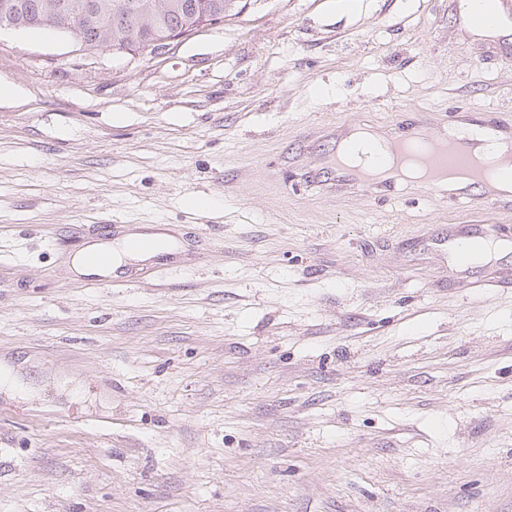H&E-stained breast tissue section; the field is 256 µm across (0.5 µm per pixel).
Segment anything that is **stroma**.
<instances>
[{"mask_svg":"<svg viewBox=\"0 0 512 512\" xmlns=\"http://www.w3.org/2000/svg\"><path fill=\"white\" fill-rule=\"evenodd\" d=\"M461 2L0 31V512H512V209L312 185L346 124L512 126V0L503 33ZM102 222L203 240L100 288L51 243ZM454 224L502 251L459 265ZM130 1L132 0H112V3L110 1H98L95 3L94 0H89L86 2V6L79 17L77 16L74 19L71 18V21L69 18V21L65 20L62 23L54 25V28L60 29L76 42L84 46L80 35L82 30L83 42L86 45L85 49L92 50L98 48L101 39L99 27L96 23H88L82 29L81 25V22H85L87 18L97 16L98 11L102 16H111L112 43L115 42L120 45L124 44V49L126 51L142 52L148 47L143 43L149 39L152 32L141 20L136 11L123 10L118 7V4L128 3ZM105 39V42H103L99 48L112 47V43L107 38Z\"/></svg>","mask_w":512,"mask_h":512,"instance_id":"1","label":"stroma"}]
</instances>
